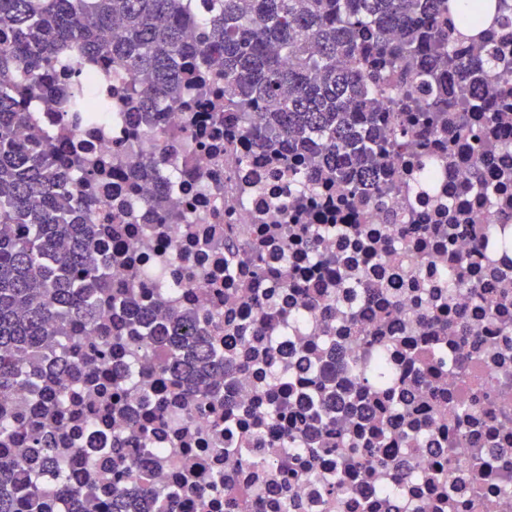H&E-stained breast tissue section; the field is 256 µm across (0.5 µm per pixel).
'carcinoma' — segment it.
I'll use <instances>...</instances> for the list:
<instances>
[{"mask_svg":"<svg viewBox=\"0 0 512 512\" xmlns=\"http://www.w3.org/2000/svg\"><path fill=\"white\" fill-rule=\"evenodd\" d=\"M200 23L194 40L187 28ZM512 0H0V399L41 374L57 336L78 344L85 336H114L138 348L146 300L132 283L114 286L106 246L92 234L88 206L76 184L91 179L77 154H56L45 134L21 139L17 98L39 94L33 80L61 50L77 59L108 57L126 73L144 115L159 101L180 105L185 87L200 83L197 63L224 58L216 73L224 84V120L243 137L275 151L283 174L295 177L296 161L310 183L336 185L349 209L382 201L380 167L432 146L453 151L466 139L477 155L496 152V139L471 127L466 108L488 112L492 123L512 110ZM481 54L473 56L470 49ZM457 78L456 99L448 78ZM396 93L388 111L375 90ZM315 263L327 271L336 258L322 250L327 231L294 224ZM406 237L445 235L431 224L405 225ZM224 275L239 265L256 278L270 275L264 255L240 248L224 231ZM121 309L126 321L100 322L102 306ZM415 358L440 363L442 312L419 316ZM197 313L173 310L171 324L156 329L163 351L158 367L179 369L197 342ZM99 351L67 362L91 378ZM355 462L382 459L376 433L354 444ZM116 478L137 476L140 464L118 458ZM18 465L0 459V512H24L16 494Z\"/></svg>","mask_w":512,"mask_h":512,"instance_id":"carcinoma-1","label":"carcinoma"}]
</instances>
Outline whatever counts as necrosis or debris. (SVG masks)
I'll use <instances>...</instances> for the list:
<instances>
[{"label":"necrosis or debris","mask_w":512,"mask_h":512,"mask_svg":"<svg viewBox=\"0 0 512 512\" xmlns=\"http://www.w3.org/2000/svg\"><path fill=\"white\" fill-rule=\"evenodd\" d=\"M36 79L43 90L23 103L20 131H41L60 152H79L88 168L101 170L91 206L95 231L107 239L112 225L125 228L121 256L109 261L113 282H128L122 258L132 256L139 289L156 299L154 324L165 323L173 309L198 312L210 353L244 364L229 378L184 375L175 383L158 369L153 343L143 336L136 353L112 343L87 382L56 370L59 357L75 355L64 342L49 354L46 378L8 401L14 417L61 428L55 454L67 461L63 481L30 452L27 437L0 446L43 490V512H112L119 498L147 512L161 505L170 512H227L225 491L244 485L252 492L239 512H512V119L501 124V147L482 165L493 195L471 185L473 157L410 155L385 174V209L350 210L338 206L335 189L289 183L273 154L213 122V86L188 90L182 107L158 105L145 123L127 96L128 78L110 63L57 61ZM75 96L95 106L93 117L72 112ZM169 129L181 136L161 163V135ZM158 197L178 214L176 223L158 221L151 206ZM286 204L298 209L300 223L336 225L326 247L358 279L340 284L325 275L307 290L260 283L270 302L259 315L224 281V227L233 226L244 249L262 247L270 267L306 277L309 250L280 230ZM400 215L419 224L444 225L454 216L488 225L482 245L465 231L451 245L452 253L475 257L470 288H449L457 277L449 255L424 259L428 243L404 241ZM352 224L368 225L371 235L355 237ZM410 266L419 285L401 291L392 321L384 322L393 299L388 289ZM441 307L455 322L443 340L447 368H410L411 341L423 331L420 311ZM351 310L358 319L347 331ZM245 325L250 341L231 340ZM380 361L398 375L386 392L394 408L411 409L410 436H387V464L346 471L336 442L356 437L360 424L379 428L387 418L373 403L340 410L330 397L317 405L311 380L324 373L346 389L355 370ZM276 376L288 380V425L296 432L286 448L271 445L277 430L262 397ZM202 383L223 390L236 415L233 430L190 407ZM61 384L65 402L55 417L44 416V398ZM160 406L159 422L153 414ZM326 409L335 410L336 428L323 425ZM144 424L150 438L135 445L134 429ZM113 449L145 461L134 481L113 485ZM74 487L80 496L71 495Z\"/></svg>","instance_id":"1"}]
</instances>
